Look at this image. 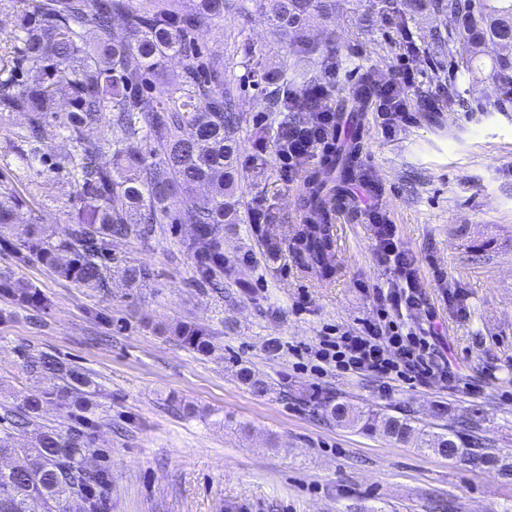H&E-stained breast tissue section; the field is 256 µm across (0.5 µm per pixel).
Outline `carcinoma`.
I'll list each match as a JSON object with an SVG mask.
<instances>
[{"mask_svg": "<svg viewBox=\"0 0 512 512\" xmlns=\"http://www.w3.org/2000/svg\"><path fill=\"white\" fill-rule=\"evenodd\" d=\"M265 13L281 42L303 39L313 22L327 23L342 0H270ZM21 19L16 50L0 54V126L16 113L26 123L14 133L11 147L23 166L38 176L63 172L70 186L68 224L64 236L32 213L22 224L23 200L0 184V244L23 262H35L57 278L87 291L109 294L112 276L139 289L150 280L148 268L112 248L116 238H140L169 221L190 224L194 235L181 242L196 259L199 281L212 283L237 275L224 259V231L241 223V117L233 83L213 86L199 80L210 60L190 63L182 82L147 107L135 92L148 83L171 56H189L193 33L224 15L228 0H199L194 13L181 12L179 0H148L133 9L127 0H20ZM401 23L408 17H435L434 42L448 47L468 73L478 69L485 48L505 49L492 62V77L512 85V0H368L359 14L366 24L374 13ZM122 15L126 37L112 38V18ZM67 90L70 108L58 111L57 96ZM361 94L342 99L338 120L354 124ZM109 116L110 135L92 139L86 128ZM74 144V151H54L48 130ZM359 128L332 146L321 166L303 181L302 222L294 225L291 243L302 268L325 279L335 266L332 211L328 201L343 183L356 176ZM112 155L110 163L103 157ZM179 209L171 212V202ZM0 292L17 305L37 312L49 309L39 287L10 266L0 267ZM175 340L202 355L217 349L214 336L191 321L164 328ZM240 381L266 395L274 385L260 372L235 360ZM27 372L51 381L42 391L25 395L15 428L24 430L39 417L44 400L55 395L87 427L96 407L98 385L90 374L49 356L26 364ZM323 415L340 426L357 428L398 443L415 442L439 456L465 458L499 467L507 463L488 451L479 434L481 411L469 410L460 421L435 431L417 427L407 416L373 413L336 396L319 398ZM95 454L89 434L61 426H39L34 443L19 448L14 433L0 431V456H15L0 468V512H70L77 499L83 512H107L111 475L104 467H88Z\"/></svg>", "mask_w": 512, "mask_h": 512, "instance_id": "1", "label": "carcinoma"}]
</instances>
